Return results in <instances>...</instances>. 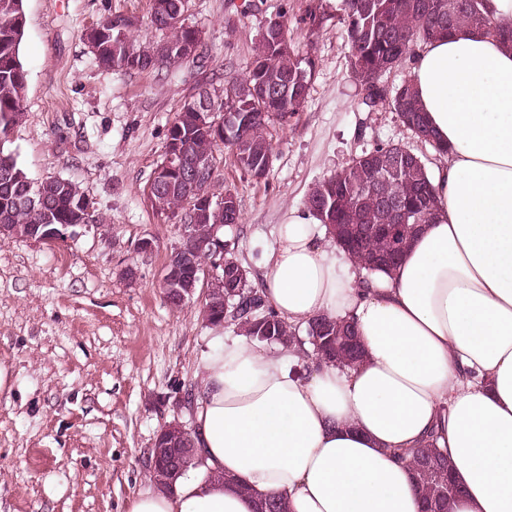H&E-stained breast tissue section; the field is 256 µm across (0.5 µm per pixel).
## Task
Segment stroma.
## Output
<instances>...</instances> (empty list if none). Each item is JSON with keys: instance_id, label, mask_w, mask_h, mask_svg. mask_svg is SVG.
I'll list each match as a JSON object with an SVG mask.
<instances>
[{"instance_id": "1", "label": "stroma", "mask_w": 512, "mask_h": 512, "mask_svg": "<svg viewBox=\"0 0 512 512\" xmlns=\"http://www.w3.org/2000/svg\"><path fill=\"white\" fill-rule=\"evenodd\" d=\"M150 8V0H24L25 117L7 147L32 181L79 186L101 221L53 243L0 237V364L11 374L0 395V512H127L153 486L147 458L160 428L193 427L183 396L200 382L199 357L236 328L208 324L201 295L178 310L168 304L162 276L180 231L156 213L148 186L176 112L212 75L244 77L268 19L284 14L295 56L315 66L302 106L268 127L265 178L218 153L214 189L234 193L241 214L223 238L252 283L286 213L353 158L401 144L427 166L439 161L391 104L364 105L343 0H187L200 56L169 70L100 65L84 31L122 15L135 22L133 38L159 39ZM143 238L155 245L145 257L134 251Z\"/></svg>"}]
</instances>
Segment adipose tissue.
<instances>
[{"label":"adipose tissue","mask_w":512,"mask_h":512,"mask_svg":"<svg viewBox=\"0 0 512 512\" xmlns=\"http://www.w3.org/2000/svg\"><path fill=\"white\" fill-rule=\"evenodd\" d=\"M406 79L448 152L431 177L433 220L397 270L359 279L296 208L263 264L283 320L353 321L363 361L214 337L200 362L202 463L128 512H255L266 495L290 512H419L393 451L427 443L453 461L463 494L451 512H512V47L462 28L422 44Z\"/></svg>","instance_id":"obj_1"}]
</instances>
